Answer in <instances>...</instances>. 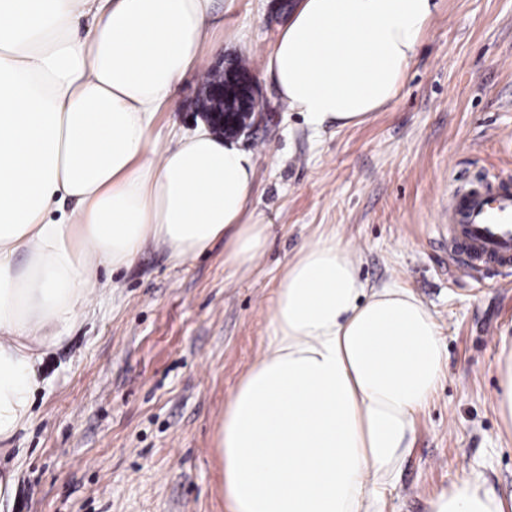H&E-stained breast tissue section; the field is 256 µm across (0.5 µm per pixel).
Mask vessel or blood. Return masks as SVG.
Masks as SVG:
<instances>
[{
    "mask_svg": "<svg viewBox=\"0 0 512 512\" xmlns=\"http://www.w3.org/2000/svg\"><path fill=\"white\" fill-rule=\"evenodd\" d=\"M452 252L467 272L512 263V186L456 191L449 200Z\"/></svg>",
    "mask_w": 512,
    "mask_h": 512,
    "instance_id": "obj_1",
    "label": "vessel or blood"
}]
</instances>
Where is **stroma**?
<instances>
[{"instance_id":"stroma-1","label":"stroma","mask_w":512,"mask_h":512,"mask_svg":"<svg viewBox=\"0 0 512 512\" xmlns=\"http://www.w3.org/2000/svg\"><path fill=\"white\" fill-rule=\"evenodd\" d=\"M281 0H214L206 65L245 60L259 107L239 140L255 154L248 210L269 246L245 273L224 244L182 263L147 245L99 267L95 301L48 350L33 419L7 441L0 512H225L215 436L260 354L274 290L299 247L335 233L371 286L411 290L437 324L445 374L378 512H430L470 472L512 491V434L494 393L498 338L512 337V264L455 272L448 192L512 177V0H436L399 96L355 127L316 131L289 111L264 56ZM201 71L159 113V145L192 132Z\"/></svg>"}]
</instances>
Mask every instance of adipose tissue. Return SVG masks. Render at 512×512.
Listing matches in <instances>:
<instances>
[{
    "mask_svg": "<svg viewBox=\"0 0 512 512\" xmlns=\"http://www.w3.org/2000/svg\"><path fill=\"white\" fill-rule=\"evenodd\" d=\"M435 7L301 0L265 71L313 129L361 125L398 95ZM212 13L213 0H0V442L31 421L43 357L99 266H129L151 242L184 261L223 241L235 271L267 250V225L245 216L250 152L203 126L163 149L153 137ZM444 366L411 291L370 287L336 237L304 245L224 408L226 512H370ZM431 512H512V495L470 473Z\"/></svg>",
    "mask_w": 512,
    "mask_h": 512,
    "instance_id": "adipose-tissue-1",
    "label": "adipose tissue"
}]
</instances>
